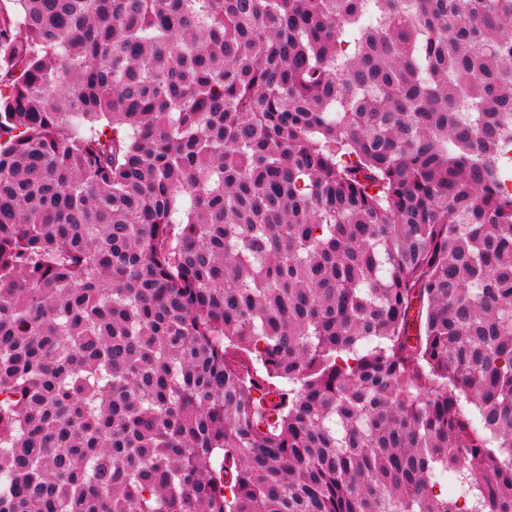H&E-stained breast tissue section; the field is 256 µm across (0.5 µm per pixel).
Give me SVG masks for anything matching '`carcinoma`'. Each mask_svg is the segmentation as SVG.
Segmentation results:
<instances>
[{"label": "carcinoma", "instance_id": "1", "mask_svg": "<svg viewBox=\"0 0 512 512\" xmlns=\"http://www.w3.org/2000/svg\"><path fill=\"white\" fill-rule=\"evenodd\" d=\"M3 84L0 512H512V0H0Z\"/></svg>", "mask_w": 512, "mask_h": 512}]
</instances>
